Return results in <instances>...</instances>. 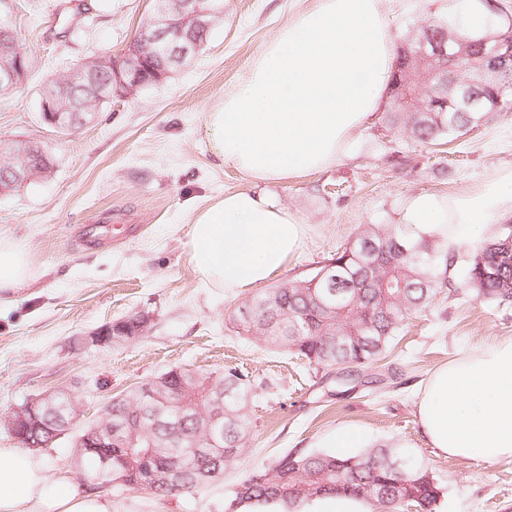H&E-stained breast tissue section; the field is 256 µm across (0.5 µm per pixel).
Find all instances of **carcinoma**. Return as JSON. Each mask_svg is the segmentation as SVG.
Returning <instances> with one entry per match:
<instances>
[{
	"label": "carcinoma",
	"instance_id": "obj_1",
	"mask_svg": "<svg viewBox=\"0 0 512 512\" xmlns=\"http://www.w3.org/2000/svg\"><path fill=\"white\" fill-rule=\"evenodd\" d=\"M0 63L17 55L29 59L8 23H0ZM98 56L87 59L80 75L64 69L45 83L43 95L77 120H91L112 101L103 89L107 73ZM470 60H460L423 89L414 112H392L388 122L418 143L453 141L482 124L492 110H511L512 91L496 103V84L482 87L485 111L463 108L455 91L469 77ZM448 86V105L431 107ZM38 168L24 141H0V180L15 170ZM456 254L440 256L426 240L410 239L399 224H366L351 245L336 252L321 270L303 281L283 282L256 295L239 310L245 334L267 346L297 353L329 370L363 369L385 354L404 322L444 287H464L476 298L512 305V229L482 245L462 265L461 281L451 269ZM251 394L248 376L235 370L198 372L171 368L115 398L78 433L112 431V478L91 456L85 480L93 489L109 481L156 497L194 491L224 477L225 468L246 448L250 424L244 413ZM81 410L79 398L62 394L42 404L51 430L68 431ZM349 493L372 502L376 512H433L439 488L432 473L396 448L367 447L357 454L290 451L268 469L242 480L228 506L243 503L290 505L323 494Z\"/></svg>",
	"mask_w": 512,
	"mask_h": 512
}]
</instances>
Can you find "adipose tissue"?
<instances>
[{"mask_svg": "<svg viewBox=\"0 0 512 512\" xmlns=\"http://www.w3.org/2000/svg\"><path fill=\"white\" fill-rule=\"evenodd\" d=\"M383 0H313L267 43L236 86L205 117L203 136L220 165L249 189L198 209L188 260L210 286L232 292L284 271L306 226L266 193L270 184L342 161L388 87L393 47ZM512 213V171L459 196L408 199L402 224L441 253L470 243L475 226ZM30 275L27 252L0 238V293ZM422 432L438 453L483 463L512 457V339L462 354L430 376L418 401ZM0 512H112L109 500L76 491L65 474L21 448H0ZM240 512H372L366 500L327 494L286 507L245 504Z\"/></svg>", "mask_w": 512, "mask_h": 512, "instance_id": "1", "label": "adipose tissue"}]
</instances>
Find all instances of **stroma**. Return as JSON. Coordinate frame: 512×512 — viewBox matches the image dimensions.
Listing matches in <instances>:
<instances>
[{"label": "stroma", "instance_id": "obj_1", "mask_svg": "<svg viewBox=\"0 0 512 512\" xmlns=\"http://www.w3.org/2000/svg\"><path fill=\"white\" fill-rule=\"evenodd\" d=\"M94 24L79 25L65 0H0L30 56L26 81L0 96V140L39 142L50 176L0 196V236L29 253L31 275L0 296V448L19 441L4 419L26 401L66 389L82 401V422L112 398L179 366L235 368L252 395L248 447L210 487L157 498L105 488L112 512H224L240 481L294 448L330 449L332 434L362 431L368 445L403 449L435 477V512H512V458L487 464L438 454L426 442L417 404L430 374L464 350L512 339V306L439 293L411 317L386 356L371 365L380 382L336 384V375L297 355L255 342L232 318L254 295L200 281L187 260L191 212L250 188L220 167L202 136L205 114L246 73L265 44L312 0H223L224 19L204 46L163 83L111 103L60 134L41 118L46 78L92 54L122 55L147 19L149 0H92ZM462 0H384L387 29L400 45L422 22L461 9ZM389 99L358 132L350 155L324 171L270 186L307 226L299 254L278 282L309 279L363 225L394 224L419 193L459 195L512 169V111L443 146L410 141L389 127ZM135 224L119 242H80L85 227L105 233ZM149 318L139 338L98 345L103 326ZM48 474L66 471L85 491L84 461L72 434L37 449Z\"/></svg>", "mask_w": 512, "mask_h": 512}]
</instances>
